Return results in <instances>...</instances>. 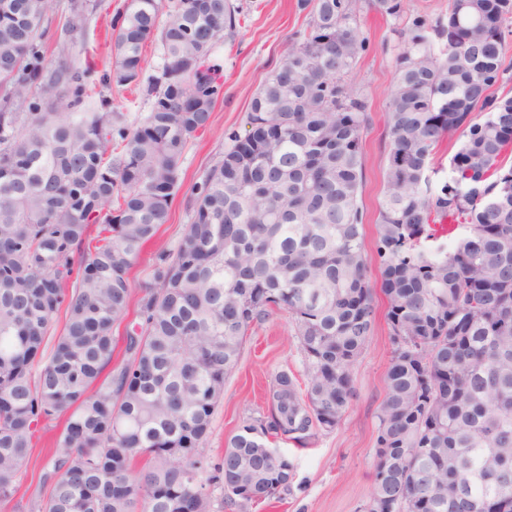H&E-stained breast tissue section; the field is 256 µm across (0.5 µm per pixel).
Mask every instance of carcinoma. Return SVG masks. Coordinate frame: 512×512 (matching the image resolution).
<instances>
[{"label": "carcinoma", "mask_w": 512, "mask_h": 512, "mask_svg": "<svg viewBox=\"0 0 512 512\" xmlns=\"http://www.w3.org/2000/svg\"><path fill=\"white\" fill-rule=\"evenodd\" d=\"M50 0H0V504L25 512H213L290 487L305 448L336 429L385 299L392 343L376 418L375 512H512V0H296L306 27L252 97L245 134L187 201L190 223L156 253L128 320L131 269L211 126L242 0H125L102 86L142 85L148 112H56L91 99L86 72L49 68ZM394 29L386 190L372 243L358 198L371 121L353 84L370 49L364 8ZM97 4L73 3L67 31ZM163 63L142 78L143 51ZM463 137L448 176L430 173ZM448 242H442V239ZM380 288H375V285ZM65 313L62 330L54 321ZM286 312L300 374L275 375L268 412L209 473L206 444L252 330ZM125 324L122 335L114 326ZM63 421L57 428V421ZM55 435L48 494L25 497L35 440Z\"/></svg>", "instance_id": "1"}]
</instances>
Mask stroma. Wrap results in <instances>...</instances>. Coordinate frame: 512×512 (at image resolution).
<instances>
[{
    "label": "stroma",
    "mask_w": 512,
    "mask_h": 512,
    "mask_svg": "<svg viewBox=\"0 0 512 512\" xmlns=\"http://www.w3.org/2000/svg\"><path fill=\"white\" fill-rule=\"evenodd\" d=\"M69 2L52 0L44 40L51 58L62 56L90 66V82L95 85L111 63L106 23L122 9L125 0H97L98 7L88 14L84 32L72 35L64 32ZM255 2L233 41L217 49L223 64L224 88L212 115V126L186 150L182 189L170 206L168 222L161 227L156 241L144 247L131 271L133 292H140L149 283L152 258L157 251L177 246L188 222L185 199L191 187L222 155L228 134L245 131V115L254 93L278 65L289 36L304 24L303 15L294 9L295 0ZM361 22L370 39V49L358 62L354 82L368 99L372 124L362 137L365 167L359 206L364 213L365 236L370 239L375 235L385 191V103L395 75V38L391 20L377 12L364 13ZM391 351L386 322L377 320L374 333L353 368L357 395L336 429L319 435L306 448L284 439L273 442V449L295 464L290 488L271 501L239 508L227 503L221 487L216 486L212 489L214 512H359L374 482L376 414L384 398ZM301 368L298 341L287 313L274 314L255 327L237 366L224 383V399L215 411L207 443L210 463H218L228 441L244 422L266 410L275 375Z\"/></svg>",
    "instance_id": "stroma-1"
}]
</instances>
